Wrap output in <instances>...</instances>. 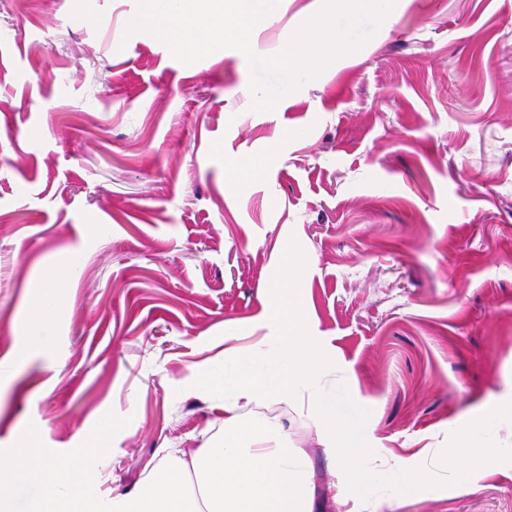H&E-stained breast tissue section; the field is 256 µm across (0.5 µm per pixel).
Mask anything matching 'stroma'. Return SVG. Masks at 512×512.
I'll return each instance as SVG.
<instances>
[{"label":"stroma","instance_id":"1","mask_svg":"<svg viewBox=\"0 0 512 512\" xmlns=\"http://www.w3.org/2000/svg\"><path fill=\"white\" fill-rule=\"evenodd\" d=\"M320 6L285 0L259 47ZM136 13L0 0V455L26 465L29 431L98 458L83 489L113 512L223 435L196 373L225 336L249 349L296 309L364 407L368 467L422 476L395 509L360 499L315 420L266 404L320 512H512V419L478 490L447 452L461 421L512 404V0H402L264 112L241 52L183 65L127 33ZM55 282L43 349L25 324Z\"/></svg>","mask_w":512,"mask_h":512}]
</instances>
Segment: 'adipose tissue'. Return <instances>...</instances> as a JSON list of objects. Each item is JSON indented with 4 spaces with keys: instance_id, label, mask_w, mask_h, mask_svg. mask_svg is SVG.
Masks as SVG:
<instances>
[{
    "instance_id": "obj_1",
    "label": "adipose tissue",
    "mask_w": 512,
    "mask_h": 512,
    "mask_svg": "<svg viewBox=\"0 0 512 512\" xmlns=\"http://www.w3.org/2000/svg\"><path fill=\"white\" fill-rule=\"evenodd\" d=\"M269 326L271 335L252 352L225 348L221 361L197 373L200 385L224 397L221 447L206 442L181 452L148 474L137 494L120 499L115 512H314L305 465L288 446L283 427L253 415L269 401L306 407L316 417L337 466L360 497L386 485L397 498L414 483L412 471L362 469V405L338 386L322 387L328 358L296 319L285 322L274 315ZM505 416L512 417V406L491 408L459 424L449 455L461 456L475 439L483 448L480 457L466 461L462 489L474 490L478 473L500 457L494 428ZM23 444L30 456L26 469L0 458V512H88V500L73 486L70 461L44 455L31 438Z\"/></svg>"
}]
</instances>
